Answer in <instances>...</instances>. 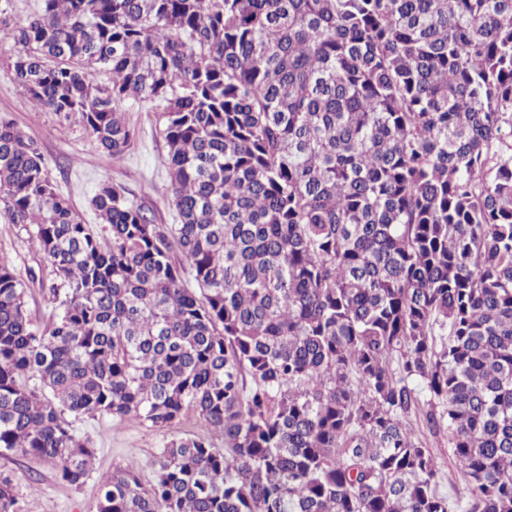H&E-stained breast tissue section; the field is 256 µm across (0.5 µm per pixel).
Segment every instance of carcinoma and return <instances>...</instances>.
<instances>
[{"instance_id": "obj_1", "label": "carcinoma", "mask_w": 512, "mask_h": 512, "mask_svg": "<svg viewBox=\"0 0 512 512\" xmlns=\"http://www.w3.org/2000/svg\"><path fill=\"white\" fill-rule=\"evenodd\" d=\"M0 25L24 104L113 160L119 103H155L177 220L102 181L94 233L0 116V216L60 299L34 328L0 257L1 452L80 485L68 416L198 417L93 512H512V0H0ZM428 446L440 471V490L459 497L463 502L468 500V484L459 471L450 448L448 433H440L436 437L428 436Z\"/></svg>"}]
</instances>
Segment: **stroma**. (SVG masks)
Masks as SVG:
<instances>
[{
    "label": "stroma",
    "mask_w": 512,
    "mask_h": 512,
    "mask_svg": "<svg viewBox=\"0 0 512 512\" xmlns=\"http://www.w3.org/2000/svg\"><path fill=\"white\" fill-rule=\"evenodd\" d=\"M12 45L10 28L0 27V115H9L36 142L57 190L69 199L84 222L96 224L90 199L97 183L109 180L123 188L128 202L149 210L156 223H174L166 169L168 149L155 128L153 103H121L136 138L125 160L115 162L78 124L60 122L54 113L22 103L8 69ZM1 256L9 258L26 290V307L34 325L49 327L58 312V303L49 292L55 274L24 225L0 219ZM73 428L78 435L92 439L97 472L130 467L146 485L154 479L152 462L159 448L180 436L206 431L204 422L195 417L156 428L136 420L118 427L104 415L76 419ZM428 446L439 467L441 491L467 499L468 485L453 459L447 434L429 437ZM0 474L16 485L20 512H92L98 496L95 480L79 486L60 482L49 465L29 455H0Z\"/></svg>",
    "instance_id": "1"
}]
</instances>
